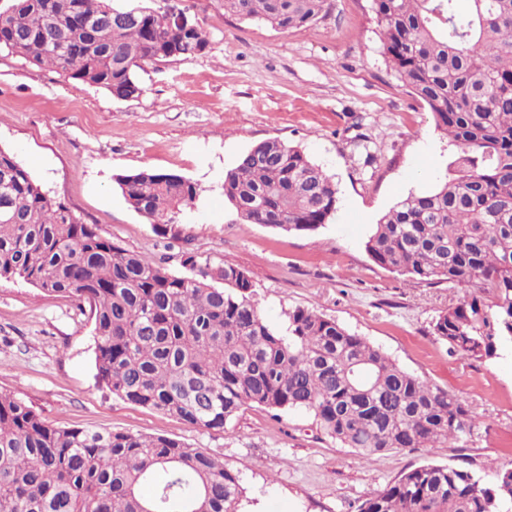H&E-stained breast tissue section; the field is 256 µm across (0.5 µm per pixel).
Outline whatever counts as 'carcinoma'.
Segmentation results:
<instances>
[{"label":"carcinoma","mask_w":512,"mask_h":512,"mask_svg":"<svg viewBox=\"0 0 512 512\" xmlns=\"http://www.w3.org/2000/svg\"><path fill=\"white\" fill-rule=\"evenodd\" d=\"M327 0H224V12L284 31L314 22ZM396 77L460 149L455 173L384 214L365 243L371 259L428 283L473 288L433 322L468 359L512 347V0H371ZM165 12L114 0H9L0 51L97 86L141 93L136 70L206 50ZM127 204L174 224L201 189L144 168L116 178ZM236 217L311 233L337 211L336 184L299 147L269 139L224 175ZM22 279L86 304L98 382L113 395L223 431L246 406L304 410L341 445L371 457L438 448L470 433L462 399L401 368L335 319L296 308L281 330L253 300L242 269L178 276L103 237L0 149V279ZM149 487L143 492V487ZM240 473L202 448L163 436L45 424L0 392V512H239ZM356 512H512V468L480 475L423 464Z\"/></svg>","instance_id":"carcinoma-1"}]
</instances>
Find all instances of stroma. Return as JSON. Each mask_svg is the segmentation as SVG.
Wrapping results in <instances>:
<instances>
[{"label": "stroma", "mask_w": 512, "mask_h": 512, "mask_svg": "<svg viewBox=\"0 0 512 512\" xmlns=\"http://www.w3.org/2000/svg\"><path fill=\"white\" fill-rule=\"evenodd\" d=\"M187 10L208 38L192 61L137 70L138 97L67 79L0 53V149L86 224L126 250L182 275L198 266L244 270L273 325L306 308L382 348L406 371L464 400L470 435L431 451L366 458L325 435L311 413L243 408L211 432L113 395L95 379L93 322L69 298L0 280V391L46 423L163 435L205 449L241 473L243 512H355L412 467L433 463L479 474L512 466V351L474 361L432 333L437 316L467 295L389 271L365 250L374 224L408 194L434 188L458 149L428 106L389 71L371 0H328L320 18L281 31L225 13L224 0H147ZM363 136L374 160L353 141ZM299 146L333 175L335 215L311 234L237 219L224 174L253 145ZM145 167L182 175L202 193L158 233L125 201L118 175Z\"/></svg>", "instance_id": "obj_1"}]
</instances>
